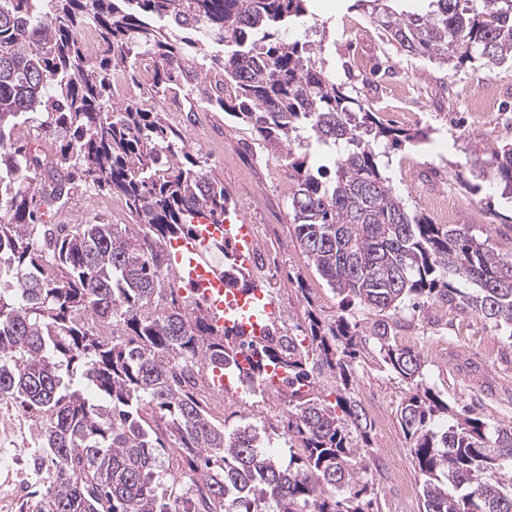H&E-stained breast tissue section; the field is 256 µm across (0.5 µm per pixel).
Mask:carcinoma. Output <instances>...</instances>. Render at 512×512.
<instances>
[{
  "label": "carcinoma",
  "instance_id": "carcinoma-1",
  "mask_svg": "<svg viewBox=\"0 0 512 512\" xmlns=\"http://www.w3.org/2000/svg\"><path fill=\"white\" fill-rule=\"evenodd\" d=\"M306 0H0V402L35 418L33 468L50 478L37 512H378L362 458L373 424L351 393L371 336L406 384L399 423L420 477L423 512H512L496 478L512 463V427L448 403L425 361L391 344L389 319L427 303L509 331L512 259L469 224H434L407 209L381 172L400 142L340 91L308 45L281 31ZM395 15L374 5L387 40L442 64H512V0H434ZM99 40L89 49L87 27ZM153 69L151 103L116 101L118 76ZM279 156L293 183L288 216L328 286L379 319L308 314L261 342L213 326L208 304L169 273L167 243L195 218L222 224L232 206L209 158L191 150L159 103L198 91ZM314 140L332 173L301 153ZM487 163L512 189V142ZM119 197L136 224H49L78 191ZM231 284L252 272L214 241ZM282 372L270 381L268 368ZM273 392L276 424L228 429L202 397L214 369ZM286 436L284 466L266 451Z\"/></svg>",
  "mask_w": 512,
  "mask_h": 512
}]
</instances>
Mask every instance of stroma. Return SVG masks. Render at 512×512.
Returning a JSON list of instances; mask_svg holds the SVG:
<instances>
[{"instance_id":"obj_1","label":"stroma","mask_w":512,"mask_h":512,"mask_svg":"<svg viewBox=\"0 0 512 512\" xmlns=\"http://www.w3.org/2000/svg\"><path fill=\"white\" fill-rule=\"evenodd\" d=\"M308 14L300 29L289 30V38L305 37L320 49L327 69L344 94L363 100L381 121L397 127V120L376 102L378 90L369 69L372 60L397 72H409L413 83L432 91L424 102L425 118L407 123L416 140L403 143L389 153L385 169L392 186L407 206L431 215L427 203L431 193L453 189L456 203L454 223L469 224L477 238L488 241L502 256L512 257V194L492 176H480L476 161L482 160L493 144L512 140V130L473 124L453 94L479 86L496 89L501 109L512 116V73L505 68L479 62L456 68L435 61L411 57L387 42L366 9L355 0H308ZM360 24L362 35L354 46L341 43L345 20ZM169 120L181 125L187 144L213 159V175L223 180L236 211L256 227H269V234L256 239V254L268 263L276 283L272 296L282 315L303 320L314 311L323 320L337 314L371 327L375 315L359 304L347 303L316 273L299 249L293 224L288 220V171L277 157L253 147L246 126L221 112L169 113ZM477 179L480 190L460 191L459 178ZM116 224H131L135 218L120 200L102 203L90 193L75 194L65 213L52 215L51 223L81 224L95 215ZM392 342L400 348L419 351L425 361L424 379L452 409L467 407L472 417L492 426H512V337L478 316L435 305L400 315ZM352 394L368 404L370 397L382 398L386 406L382 423L371 434L372 449H379L382 435L394 438L404 455L401 478L392 480L374 472V494L379 512H399V485H406L411 512H422L409 443L398 421L397 410L407 389L404 382L377 356L369 352L354 365ZM229 426L244 422L273 423L279 404L254 399L225 397ZM40 429L18 408L0 404V512H36L35 505L45 491L48 477L34 472L29 459L37 447Z\"/></svg>"}]
</instances>
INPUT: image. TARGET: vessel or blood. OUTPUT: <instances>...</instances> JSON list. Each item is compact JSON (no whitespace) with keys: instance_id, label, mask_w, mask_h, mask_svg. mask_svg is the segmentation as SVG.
<instances>
[{"instance_id":"b4317fda","label":"vessel or blood","mask_w":512,"mask_h":512,"mask_svg":"<svg viewBox=\"0 0 512 512\" xmlns=\"http://www.w3.org/2000/svg\"><path fill=\"white\" fill-rule=\"evenodd\" d=\"M228 241L237 265L250 267L255 233L249 224H197L192 235L171 241L168 253L180 282L188 284L210 306L216 327H231L254 340H263L270 324L278 321L280 308L260 285L229 288L224 284V259L210 244Z\"/></svg>"}]
</instances>
